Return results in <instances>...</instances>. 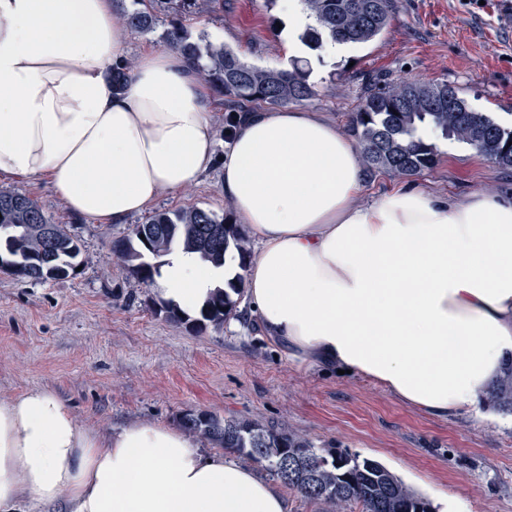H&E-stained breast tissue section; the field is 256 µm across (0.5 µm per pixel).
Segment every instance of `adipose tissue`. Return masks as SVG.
Instances as JSON below:
<instances>
[{"instance_id": "obj_1", "label": "adipose tissue", "mask_w": 512, "mask_h": 512, "mask_svg": "<svg viewBox=\"0 0 512 512\" xmlns=\"http://www.w3.org/2000/svg\"><path fill=\"white\" fill-rule=\"evenodd\" d=\"M128 57L112 0H0V175L46 181L79 217L123 224L221 164L258 242L243 274L265 336L445 418L483 404L512 356V189L415 184L360 202V150L322 113H241L219 146L209 90L173 48ZM233 268L180 257L156 290L201 308ZM288 512L280 490L174 427H80L55 393L0 402V512Z\"/></svg>"}]
</instances>
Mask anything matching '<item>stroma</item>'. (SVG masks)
Segmentation results:
<instances>
[{"instance_id": "35a3bbf8", "label": "stroma", "mask_w": 512, "mask_h": 512, "mask_svg": "<svg viewBox=\"0 0 512 512\" xmlns=\"http://www.w3.org/2000/svg\"><path fill=\"white\" fill-rule=\"evenodd\" d=\"M280 0H224V10L186 20L195 34L224 43L250 64L290 67ZM316 89L304 109L349 132L368 72L454 86L476 111L512 124V16L502 0H396L374 41L302 55ZM438 163L417 175L441 195L512 188L502 172L463 143L429 135ZM213 167L151 211L198 207L233 217ZM26 194L83 244L80 271L41 284L0 272V402L33 387L72 408L79 426L114 432L135 421L180 426L187 413L271 422L319 448H339L384 464L434 507L450 512H512V413L494 406L448 419L411 407L378 383L301 368L244 318L196 328L167 319L163 297L132 277L112 253L126 224L77 218L45 182L0 177Z\"/></svg>"}]
</instances>
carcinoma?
I'll list each match as a JSON object with an SVG mask.
<instances>
[{
    "instance_id": "obj_1",
    "label": "carcinoma",
    "mask_w": 512,
    "mask_h": 512,
    "mask_svg": "<svg viewBox=\"0 0 512 512\" xmlns=\"http://www.w3.org/2000/svg\"><path fill=\"white\" fill-rule=\"evenodd\" d=\"M121 4L119 20L125 27L145 33L166 28L164 47L179 49L194 66L197 77L230 99L224 116V138L232 135L236 114L247 104L300 103L314 95L309 70L293 63L289 69H265L243 61L233 50L195 37L182 24L192 14L217 12L220 0H131ZM311 23L300 36L311 51L329 44L357 45L373 41L388 26L395 0H301ZM425 128L447 139L463 142L503 171H512V125L496 122L477 112L446 83L411 79L391 81L373 77L363 88L362 103L353 119L352 133L368 168L400 176H414L432 168L436 146L422 135ZM0 271L30 283L62 279L79 266L81 246L66 225L55 224L25 194L0 189ZM179 248L198 254L222 267L236 252L245 268L249 252L236 224L197 207L158 212L117 240L113 252L128 271L144 283L154 281L162 263L158 258ZM243 292L242 276L211 290L192 319L169 301L167 319L203 328L220 326L237 315L232 295ZM488 402L512 412V360L493 382ZM182 425L224 449L245 456L289 490L310 500L355 506L358 512H435L431 502L408 488L380 462L359 458L338 448H317L306 438L273 424L217 415L186 414Z\"/></svg>"
}]
</instances>
